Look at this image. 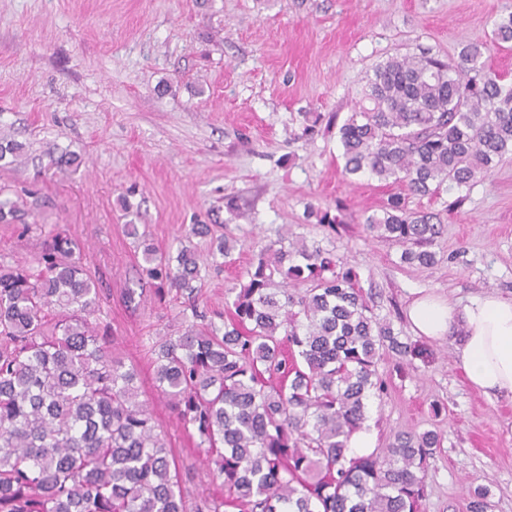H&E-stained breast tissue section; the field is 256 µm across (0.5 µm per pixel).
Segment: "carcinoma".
<instances>
[{
  "instance_id": "cac0c4a2",
  "label": "carcinoma",
  "mask_w": 512,
  "mask_h": 512,
  "mask_svg": "<svg viewBox=\"0 0 512 512\" xmlns=\"http://www.w3.org/2000/svg\"><path fill=\"white\" fill-rule=\"evenodd\" d=\"M509 43L512 13L455 60L422 50L378 64L339 127L345 174L391 179L414 196L455 190L460 207L462 190L512 152V84L484 59ZM25 217L0 186V223ZM364 228L402 246L404 264L437 262L442 224L401 194ZM141 243L143 278L187 297L192 316L154 343L156 388L196 434L224 495L182 486L137 374L92 322L101 297L80 247L55 233L36 266L0 262V512H423L439 432H396L368 455L349 448L369 399L384 393L381 351L405 357L410 347L333 251L276 227L218 326L197 308V283L237 240L224 235L207 259ZM467 494L470 512H488L484 488Z\"/></svg>"
}]
</instances>
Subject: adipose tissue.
I'll return each mask as SVG.
<instances>
[{
    "label": "adipose tissue",
    "instance_id": "ef3b65f1",
    "mask_svg": "<svg viewBox=\"0 0 512 512\" xmlns=\"http://www.w3.org/2000/svg\"><path fill=\"white\" fill-rule=\"evenodd\" d=\"M407 317L417 335L432 340L459 325L456 358L468 384L488 398L512 400V298L488 294L460 307L426 294L410 303Z\"/></svg>",
    "mask_w": 512,
    "mask_h": 512
}]
</instances>
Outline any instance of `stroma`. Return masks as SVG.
I'll list each match as a JSON object with an SVG mask.
<instances>
[{
	"mask_svg": "<svg viewBox=\"0 0 512 512\" xmlns=\"http://www.w3.org/2000/svg\"><path fill=\"white\" fill-rule=\"evenodd\" d=\"M509 12L512 0H0V137L25 146L21 163L0 167V186L26 201L32 224H0V259L33 264L53 229L78 242L99 322L135 369L187 490L207 485L205 455L158 395L151 351L177 332L182 302L142 280L127 227L161 252L193 224L238 238L230 263L201 272L199 303L220 312L285 224L334 251L373 292L375 313L428 352L408 363L384 355L386 393L366 421L379 449L396 431L441 432L425 512H468L470 486L489 489L490 512H512V400L471 388L454 337L415 335L405 317L419 291L461 305L512 297V153L461 207L448 190L409 197L443 233L435 265L408 267L400 245L363 229L400 185L345 178L327 124L354 111L387 58L421 47L456 57ZM65 153L80 165L57 169L51 157ZM325 212L337 230L319 225Z\"/></svg>",
	"mask_w": 512,
	"mask_h": 512,
	"instance_id": "1",
	"label": "stroma"
}]
</instances>
